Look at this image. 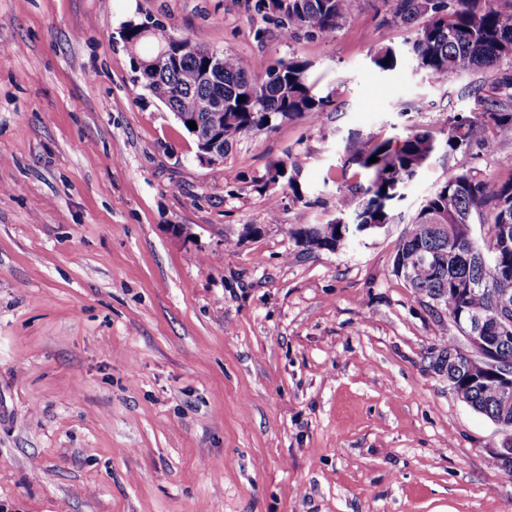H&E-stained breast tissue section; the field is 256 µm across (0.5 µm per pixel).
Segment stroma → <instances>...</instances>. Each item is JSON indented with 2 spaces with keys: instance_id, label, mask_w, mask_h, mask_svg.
<instances>
[{
  "instance_id": "stroma-1",
  "label": "stroma",
  "mask_w": 512,
  "mask_h": 512,
  "mask_svg": "<svg viewBox=\"0 0 512 512\" xmlns=\"http://www.w3.org/2000/svg\"><path fill=\"white\" fill-rule=\"evenodd\" d=\"M255 3L0 0V512H512L500 425L432 366L463 337L393 272L405 223L333 251L289 234L339 217L364 138L470 114L512 60L433 79L381 0L288 41ZM131 23L260 75L303 62L330 105L200 165ZM510 155H437L402 214L458 172L511 179ZM286 159L296 188L261 191Z\"/></svg>"
}]
</instances>
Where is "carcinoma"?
Returning a JSON list of instances; mask_svg holds the SVG:
<instances>
[{"instance_id": "carcinoma-1", "label": "carcinoma", "mask_w": 512, "mask_h": 512, "mask_svg": "<svg viewBox=\"0 0 512 512\" xmlns=\"http://www.w3.org/2000/svg\"><path fill=\"white\" fill-rule=\"evenodd\" d=\"M359 0H257L256 8L281 19L282 36L293 39L332 36L357 10ZM388 5L387 23L405 27L424 19L411 42V54L434 78L445 79L477 68L492 67L512 57V3L495 0H382ZM485 7H478L479 3ZM123 39L132 48L148 42L156 56L177 43L191 44L164 28L129 24ZM388 64H383V61ZM215 83L201 81L203 58L186 51L171 67L145 80L144 88L173 112L197 121L194 142H205L219 153L240 137L272 127L278 119L322 112L329 100L315 94L318 80L306 64L280 60L267 67L258 79L251 62L234 54L215 57ZM375 66L390 71L398 57L390 46L374 54ZM224 97V122L220 137H209L217 113L210 110L213 97ZM245 101H239V97ZM478 108L467 116L448 119L442 139L429 131H415L401 139L368 138L347 162L357 165L367 184L351 189L341 211L355 214L356 224H393L402 191L440 149L446 154L477 144L494 150L504 131L512 132V73L501 75L493 94L477 96ZM375 156L378 161L369 162ZM512 222V179L490 186L484 177L469 170L453 174L428 196L407 225L393 259V272L421 297L439 300L456 321L471 312L485 314L483 332L498 335L497 324L512 322V247L502 246L498 228ZM479 225L483 234L466 235L464 225ZM309 250H333L352 231L336 221L289 230ZM453 386L457 396L472 409L497 421L512 433V406L505 409L495 383L474 382L459 374Z\"/></svg>"}]
</instances>
